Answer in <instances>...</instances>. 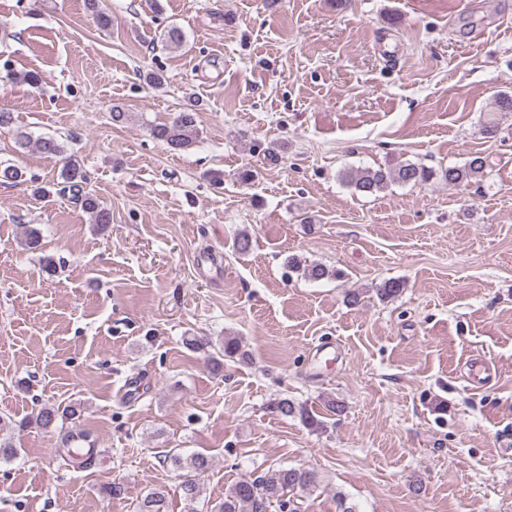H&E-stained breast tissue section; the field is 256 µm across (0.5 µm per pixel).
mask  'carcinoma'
I'll return each mask as SVG.
<instances>
[{
  "label": "carcinoma",
  "instance_id": "carcinoma-1",
  "mask_svg": "<svg viewBox=\"0 0 512 512\" xmlns=\"http://www.w3.org/2000/svg\"><path fill=\"white\" fill-rule=\"evenodd\" d=\"M155 138L164 141L173 151L186 150L196 145L199 139V129L196 123V112L187 108L172 117V120L152 129ZM18 146L22 149L32 147L44 154L60 155L62 146L53 138L40 137L32 139L25 131H16ZM491 168L489 158L482 155L471 157L462 166H450L435 171L415 162H400L392 166L378 168H362L348 170L342 173L341 179L346 186L360 194L375 195L381 193L393 184H426L435 178L448 184L468 186L471 182L485 177ZM62 191L70 192L75 203L90 217V223L97 226L100 231L105 230L112 222V213L104 203L94 195L84 192L83 184L89 180L87 170L70 157L60 171ZM22 248L31 253L43 251L41 231L29 226L23 232ZM288 266L294 269H304V275L313 280H320L331 276L330 271L321 264L303 266L298 257H288ZM405 288V282L399 279H388L379 284L376 294L382 301H390L399 296ZM241 341L235 336L224 337V343L217 347V352H208V359L215 366L221 365V359H234L244 356ZM267 409L270 413L298 418L303 423L316 429H321L324 423L310 414L308 408L288 397H278L269 401ZM77 411L71 405L62 406L46 402L34 409L30 414L19 421V428L24 429L36 426L42 429L56 427L57 423L65 422L76 417ZM79 442L88 444L86 454L93 453L89 435L79 431L69 436L60 453L64 464L80 465L82 455L72 451L73 445ZM164 461L180 472L182 481L180 490L182 497L189 503L198 500L204 487L200 477L210 468V459L202 453L183 456L172 452L165 455ZM317 483L316 474L300 467H281L273 469L264 475L239 481L224 500L214 506L212 512H270L273 506L286 509L288 512H299L297 499L299 494L309 490ZM167 490L162 488L151 489L139 504V512H168Z\"/></svg>",
  "mask_w": 512,
  "mask_h": 512
}]
</instances>
